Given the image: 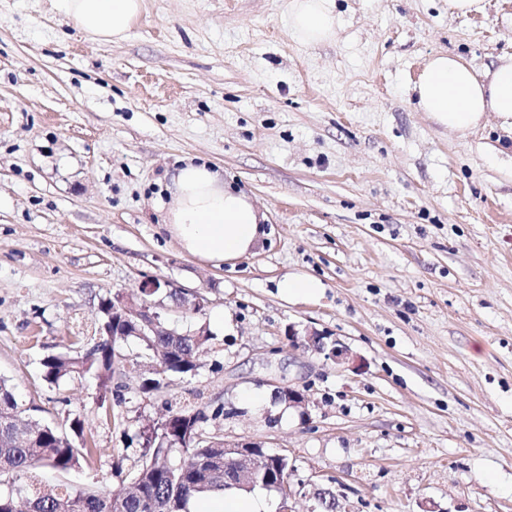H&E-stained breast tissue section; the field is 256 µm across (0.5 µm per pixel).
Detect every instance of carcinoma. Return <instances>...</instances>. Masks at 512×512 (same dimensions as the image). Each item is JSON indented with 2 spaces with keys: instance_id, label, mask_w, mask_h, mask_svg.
I'll return each instance as SVG.
<instances>
[{
  "instance_id": "obj_1",
  "label": "carcinoma",
  "mask_w": 512,
  "mask_h": 512,
  "mask_svg": "<svg viewBox=\"0 0 512 512\" xmlns=\"http://www.w3.org/2000/svg\"><path fill=\"white\" fill-rule=\"evenodd\" d=\"M109 297L99 305L101 326L106 335L84 351L51 355L43 360V377L57 385L65 379L87 374L98 381L96 404L104 409L112 396V372L125 361L117 345L127 340L112 334V307ZM212 339L209 329L201 326L193 335L156 336L151 331L138 337L145 354L155 368L152 377L143 380L144 390L160 391L170 374L188 375L196 371V355ZM19 407L11 389L0 380V512H189L190 502L204 494L239 490L213 474H224L234 467V454L224 453V436L205 435L209 415H221L224 407L208 411L206 406L187 405L148 426L139 433L142 439V463L131 477L128 492L117 498L104 490L89 491L73 487H33L25 496V510L18 509L11 487L16 480L40 466L59 471L81 467L93 454L86 445L77 446L69 435L48 424L29 420L24 430L13 423ZM260 469L258 477L277 484L283 493L288 483V458L255 448Z\"/></svg>"
}]
</instances>
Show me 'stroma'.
Masks as SVG:
<instances>
[{
  "mask_svg": "<svg viewBox=\"0 0 512 512\" xmlns=\"http://www.w3.org/2000/svg\"><path fill=\"white\" fill-rule=\"evenodd\" d=\"M290 0H144L126 38L91 39L54 0H0V378L94 453L42 486L120 490L139 429L191 401L206 430L287 456L289 501L331 486L348 512H512V131L467 136L421 112L429 58L481 73L512 53V0H336L305 46ZM218 166L268 217L251 254L185 253L158 205L184 162ZM311 275L313 299L277 284ZM204 298L164 310L213 335L195 375L144 392L113 376L51 385L45 357L94 335L99 303L141 282ZM314 330L356 369L292 346ZM289 385L305 409L275 402Z\"/></svg>",
  "mask_w": 512,
  "mask_h": 512,
  "instance_id": "obj_1",
  "label": "stroma"
}]
</instances>
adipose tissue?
<instances>
[{
    "mask_svg": "<svg viewBox=\"0 0 512 512\" xmlns=\"http://www.w3.org/2000/svg\"><path fill=\"white\" fill-rule=\"evenodd\" d=\"M76 27L105 41L124 38L143 0H55ZM338 17L334 0H291L288 28L305 45L331 40ZM420 111L458 134L477 128L486 113L512 126V55L475 75L458 55L438 53L413 85ZM165 223L182 250L215 265L231 263L259 243L266 215L244 192L225 186L221 173L201 163L175 170L167 186Z\"/></svg>",
    "mask_w": 512,
    "mask_h": 512,
    "instance_id": "ef3b65f1",
    "label": "adipose tissue"
}]
</instances>
